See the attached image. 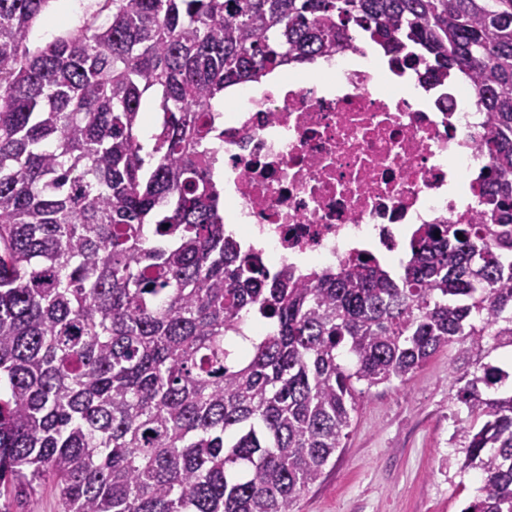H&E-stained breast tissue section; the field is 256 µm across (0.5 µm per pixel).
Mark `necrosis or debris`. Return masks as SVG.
Segmentation results:
<instances>
[{
  "instance_id": "1",
  "label": "necrosis or debris",
  "mask_w": 512,
  "mask_h": 512,
  "mask_svg": "<svg viewBox=\"0 0 512 512\" xmlns=\"http://www.w3.org/2000/svg\"><path fill=\"white\" fill-rule=\"evenodd\" d=\"M366 56L361 46L324 56L279 91L239 86L214 115L224 234L270 268L335 270L396 251L410 225L478 209L466 174L491 157L472 85L442 81L415 98L375 82Z\"/></svg>"
}]
</instances>
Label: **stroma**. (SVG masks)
I'll use <instances>...</instances> for the list:
<instances>
[{
  "label": "stroma",
  "mask_w": 512,
  "mask_h": 512,
  "mask_svg": "<svg viewBox=\"0 0 512 512\" xmlns=\"http://www.w3.org/2000/svg\"><path fill=\"white\" fill-rule=\"evenodd\" d=\"M103 0H49L26 47L44 48L105 16ZM455 352L432 356L411 378L358 399L342 446L294 512H463L480 496L477 470L461 469L454 437Z\"/></svg>",
  "instance_id": "1"
}]
</instances>
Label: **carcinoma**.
I'll return each mask as SVG.
<instances>
[{
  "label": "carcinoma",
  "mask_w": 512,
  "mask_h": 512,
  "mask_svg": "<svg viewBox=\"0 0 512 512\" xmlns=\"http://www.w3.org/2000/svg\"><path fill=\"white\" fill-rule=\"evenodd\" d=\"M49 0H0V485L64 512H293L358 397L456 348V438L512 512V0H104L25 45ZM358 31L488 113L481 210L381 262L271 275L224 237L203 149L231 86L352 48ZM160 92L150 152L142 100ZM463 239H458V234ZM271 330L232 344L247 322Z\"/></svg>",
  "instance_id": "carcinoma-1"
}]
</instances>
